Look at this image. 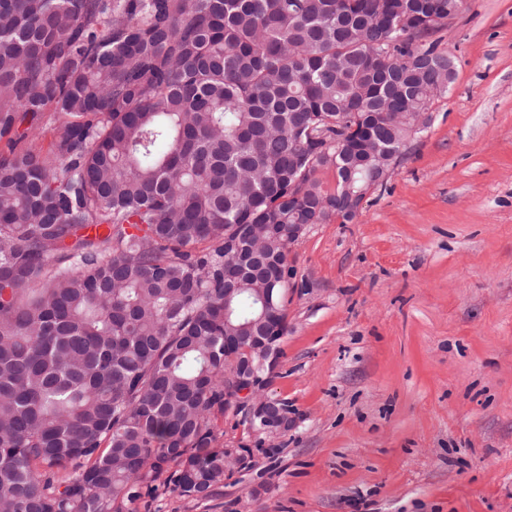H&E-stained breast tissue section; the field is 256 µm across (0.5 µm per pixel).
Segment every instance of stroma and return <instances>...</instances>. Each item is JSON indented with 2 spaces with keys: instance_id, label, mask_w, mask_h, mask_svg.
Listing matches in <instances>:
<instances>
[{
  "instance_id": "obj_1",
  "label": "stroma",
  "mask_w": 512,
  "mask_h": 512,
  "mask_svg": "<svg viewBox=\"0 0 512 512\" xmlns=\"http://www.w3.org/2000/svg\"><path fill=\"white\" fill-rule=\"evenodd\" d=\"M456 77L348 224L289 246L267 393L294 422L204 501L151 512H512V0L431 34Z\"/></svg>"
}]
</instances>
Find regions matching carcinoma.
<instances>
[{"instance_id":"cac0c4a2","label":"carcinoma","mask_w":512,"mask_h":512,"mask_svg":"<svg viewBox=\"0 0 512 512\" xmlns=\"http://www.w3.org/2000/svg\"><path fill=\"white\" fill-rule=\"evenodd\" d=\"M462 3L0 0V139L52 131L45 153H0L4 512L224 484V337L253 335L261 287L285 310L260 273L224 301L229 242L277 224L283 261L291 225L346 223V182L367 188L454 82L427 37ZM362 123L364 164L313 139Z\"/></svg>"}]
</instances>
